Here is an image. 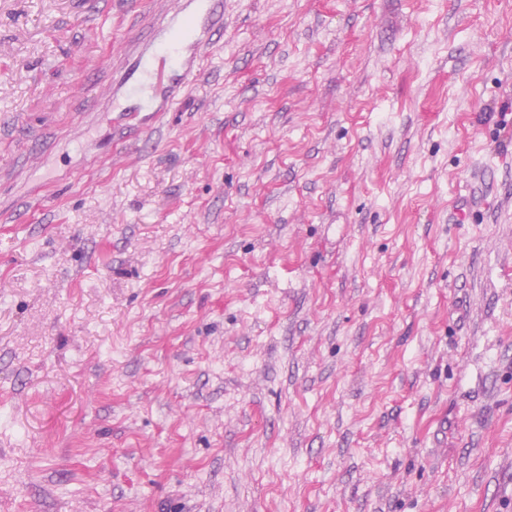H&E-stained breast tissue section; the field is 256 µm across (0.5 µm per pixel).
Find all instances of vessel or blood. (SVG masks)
<instances>
[{
	"label": "vessel or blood",
	"mask_w": 512,
	"mask_h": 512,
	"mask_svg": "<svg viewBox=\"0 0 512 512\" xmlns=\"http://www.w3.org/2000/svg\"><path fill=\"white\" fill-rule=\"evenodd\" d=\"M223 27V0H176L167 23L145 38L137 64L142 79L125 91L133 101L127 120L145 111H169L197 76L213 36Z\"/></svg>",
	"instance_id": "vessel-or-blood-1"
}]
</instances>
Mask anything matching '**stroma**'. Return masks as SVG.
I'll return each mask as SVG.
<instances>
[{"label":"stroma","mask_w":512,"mask_h":512,"mask_svg":"<svg viewBox=\"0 0 512 512\" xmlns=\"http://www.w3.org/2000/svg\"><path fill=\"white\" fill-rule=\"evenodd\" d=\"M170 6L0 0V512H512V0H224L122 137Z\"/></svg>","instance_id":"35a3bbf8"}]
</instances>
